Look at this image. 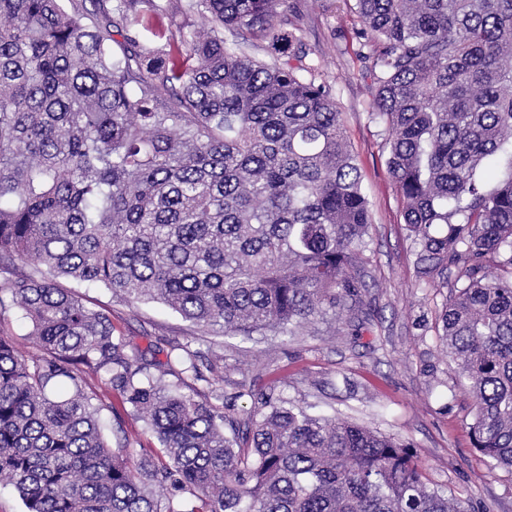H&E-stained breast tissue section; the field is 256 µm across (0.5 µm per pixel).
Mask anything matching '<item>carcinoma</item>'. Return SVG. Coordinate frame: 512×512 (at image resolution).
Listing matches in <instances>:
<instances>
[{
  "label": "carcinoma",
  "mask_w": 512,
  "mask_h": 512,
  "mask_svg": "<svg viewBox=\"0 0 512 512\" xmlns=\"http://www.w3.org/2000/svg\"><path fill=\"white\" fill-rule=\"evenodd\" d=\"M91 2L0 0V313L20 307L40 351L0 335V486L27 512H466L411 445L368 426L272 391L219 414L182 391L190 373L225 407L239 398L200 374V351L149 360L61 285L247 338L296 336L366 288L370 202L285 0ZM355 9L417 266L448 288L440 340L473 445L512 475V0ZM161 13L180 39L126 34ZM255 39L270 60L248 54ZM92 377L163 455L131 459L127 436L110 448Z\"/></svg>",
  "instance_id": "cac0c4a2"
}]
</instances>
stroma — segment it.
<instances>
[{"mask_svg":"<svg viewBox=\"0 0 512 512\" xmlns=\"http://www.w3.org/2000/svg\"><path fill=\"white\" fill-rule=\"evenodd\" d=\"M318 64L344 116L345 132L363 176L374 223L366 253L368 290L361 311L338 310L312 332L284 341L278 336L210 335L157 302L134 305L104 288L73 285L90 306L110 309L117 335L164 360L169 343H188L205 355L201 373H224L225 392L246 384L236 410L253 407L255 394L275 387L285 401L315 412L344 416L417 450L431 483L467 503L469 512H512V477L490 472L473 447L474 409L440 353L435 320L447 292L425 284L415 267L403 224L402 203L386 160V130L372 115V86L359 55L362 22L348 0H287L281 9ZM109 404L103 435L116 445L122 431H139V447L158 454L157 438L128 419L117 392L99 385Z\"/></svg>","mask_w":512,"mask_h":512,"instance_id":"1","label":"stroma"}]
</instances>
